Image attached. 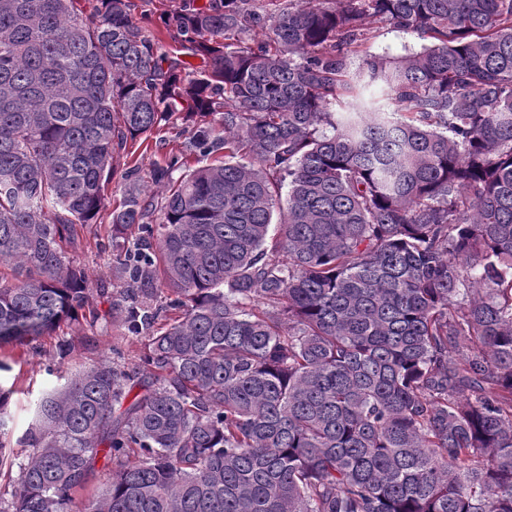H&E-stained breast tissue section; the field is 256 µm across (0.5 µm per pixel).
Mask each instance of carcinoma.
Returning <instances> with one entry per match:
<instances>
[{"instance_id":"1","label":"carcinoma","mask_w":512,"mask_h":512,"mask_svg":"<svg viewBox=\"0 0 512 512\" xmlns=\"http://www.w3.org/2000/svg\"><path fill=\"white\" fill-rule=\"evenodd\" d=\"M269 2L165 13L194 67L132 0H0V347L83 329L65 246L106 215L145 341L19 463L0 385V512H512V0ZM369 18L425 44L351 72ZM177 121L203 165L111 207Z\"/></svg>"}]
</instances>
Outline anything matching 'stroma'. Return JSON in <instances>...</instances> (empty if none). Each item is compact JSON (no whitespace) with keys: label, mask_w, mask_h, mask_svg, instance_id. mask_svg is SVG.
Listing matches in <instances>:
<instances>
[{"label":"stroma","mask_w":512,"mask_h":512,"mask_svg":"<svg viewBox=\"0 0 512 512\" xmlns=\"http://www.w3.org/2000/svg\"><path fill=\"white\" fill-rule=\"evenodd\" d=\"M421 39L416 33L394 28L386 22L368 20L364 36L357 45L345 49L349 69H357L363 52L400 58L420 49ZM190 126L178 123L164 127L154 134L148 148L138 149L133 158L117 157L114 160L116 175L113 187H120L121 176L130 164H138L141 176H148L153 163L162 154L173 152L183 155L187 168L197 167L194 155L185 151L184 145L191 137ZM76 249L71 257L83 267L88 284L93 292L87 312L97 314L95 327L71 333L72 352L66 360L56 356V337L44 336L33 348L6 345L0 347V385L12 387L10 399V439L15 453H24L20 439L35 419V408L42 395L63 385L82 368L92 365L106 356L118 358L126 366H137L144 349L143 339L128 334L119 314L112 309V297L123 287L122 280L112 273V241L110 238H95L92 230L79 229Z\"/></svg>","instance_id":"stroma-1"}]
</instances>
